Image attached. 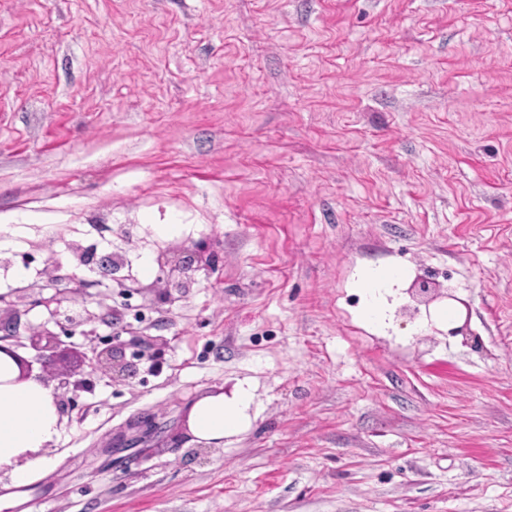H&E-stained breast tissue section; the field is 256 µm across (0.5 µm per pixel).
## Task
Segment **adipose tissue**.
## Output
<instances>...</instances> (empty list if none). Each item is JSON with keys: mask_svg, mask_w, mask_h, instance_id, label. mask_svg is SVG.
Listing matches in <instances>:
<instances>
[{"mask_svg": "<svg viewBox=\"0 0 512 512\" xmlns=\"http://www.w3.org/2000/svg\"><path fill=\"white\" fill-rule=\"evenodd\" d=\"M402 277L397 269L365 275L361 283L365 319H382L383 292ZM253 404L252 389L244 382L231 396L218 392L197 399L187 415L192 442L223 445L225 438L250 427ZM59 434L60 416L51 388L33 376L20 379L15 362L0 353V474L8 476L13 487L12 493L0 496V512L17 505L20 488L33 483L49 465L44 451Z\"/></svg>", "mask_w": 512, "mask_h": 512, "instance_id": "adipose-tissue-1", "label": "adipose tissue"}]
</instances>
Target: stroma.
<instances>
[{"label": "stroma", "mask_w": 512, "mask_h": 512, "mask_svg": "<svg viewBox=\"0 0 512 512\" xmlns=\"http://www.w3.org/2000/svg\"><path fill=\"white\" fill-rule=\"evenodd\" d=\"M1 224L11 345L86 382L13 512H512V0H0ZM117 250L139 291L102 276ZM176 250L215 264L165 276ZM73 273L94 333L47 366L26 329ZM419 278L452 294L408 316ZM116 336L160 366L92 371ZM243 380L249 431L175 443ZM403 278L398 269L383 272H370L362 280L361 288L365 296L363 316L369 321H379L384 315L383 291L392 283Z\"/></svg>", "instance_id": "35a3bbf8"}]
</instances>
